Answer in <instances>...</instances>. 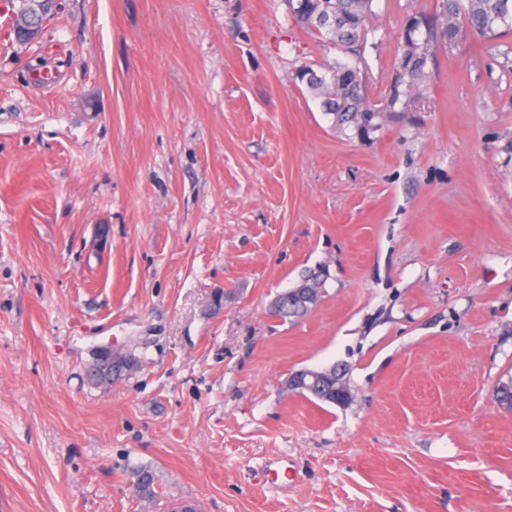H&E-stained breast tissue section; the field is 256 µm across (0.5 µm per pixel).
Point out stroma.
Here are the masks:
<instances>
[{
	"label": "stroma",
	"mask_w": 512,
	"mask_h": 512,
	"mask_svg": "<svg viewBox=\"0 0 512 512\" xmlns=\"http://www.w3.org/2000/svg\"><path fill=\"white\" fill-rule=\"evenodd\" d=\"M435 6L374 0L371 100ZM338 56L284 0L0 29V512H512V73L470 38L364 136L296 78ZM310 376V383L317 391L331 392L336 400V405L345 406L351 400L350 389L348 388L345 380V373L342 369L334 367L330 370H310L308 372ZM336 374V388H331Z\"/></svg>",
	"instance_id": "obj_1"
}]
</instances>
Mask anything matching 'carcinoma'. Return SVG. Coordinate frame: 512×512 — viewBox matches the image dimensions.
I'll list each match as a JSON object with an SVG mask.
<instances>
[{
	"label": "carcinoma",
	"instance_id": "carcinoma-1",
	"mask_svg": "<svg viewBox=\"0 0 512 512\" xmlns=\"http://www.w3.org/2000/svg\"><path fill=\"white\" fill-rule=\"evenodd\" d=\"M288 13L302 28L333 45L345 57L319 69L304 66L298 79L304 83L319 110L343 131L353 127L364 133L381 126L388 112H410L427 89L428 60L438 50H459L468 35L486 41L485 48L502 58L500 66L512 72V0H436L431 11L409 16L397 38L393 69L398 72L386 97L371 101L366 94L362 62L373 0H285Z\"/></svg>",
	"mask_w": 512,
	"mask_h": 512
}]
</instances>
